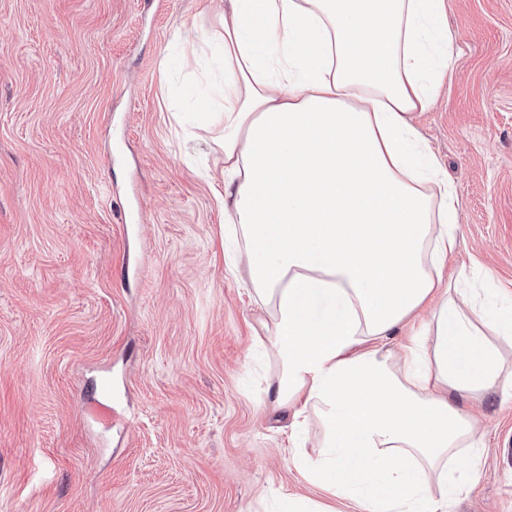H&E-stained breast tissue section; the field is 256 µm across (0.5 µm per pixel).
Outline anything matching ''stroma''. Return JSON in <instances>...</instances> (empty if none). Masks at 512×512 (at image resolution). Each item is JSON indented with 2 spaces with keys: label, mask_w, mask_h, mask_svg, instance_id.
I'll return each mask as SVG.
<instances>
[{
  "label": "stroma",
  "mask_w": 512,
  "mask_h": 512,
  "mask_svg": "<svg viewBox=\"0 0 512 512\" xmlns=\"http://www.w3.org/2000/svg\"><path fill=\"white\" fill-rule=\"evenodd\" d=\"M219 0H0V512H276L307 483L264 312L224 264ZM453 70L414 123L455 184L453 258L512 298V0H446ZM448 512H512V396Z\"/></svg>",
  "instance_id": "stroma-1"
}]
</instances>
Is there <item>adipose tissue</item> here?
Listing matches in <instances>:
<instances>
[{
  "mask_svg": "<svg viewBox=\"0 0 512 512\" xmlns=\"http://www.w3.org/2000/svg\"><path fill=\"white\" fill-rule=\"evenodd\" d=\"M443 0H225L203 129L270 317L271 404L320 450L306 480L357 512H447L484 440L464 399L512 393V302L458 288L459 198L412 113L453 65ZM408 331L396 353L391 342Z\"/></svg>",
  "mask_w": 512,
  "mask_h": 512,
  "instance_id": "1",
  "label": "adipose tissue"
}]
</instances>
